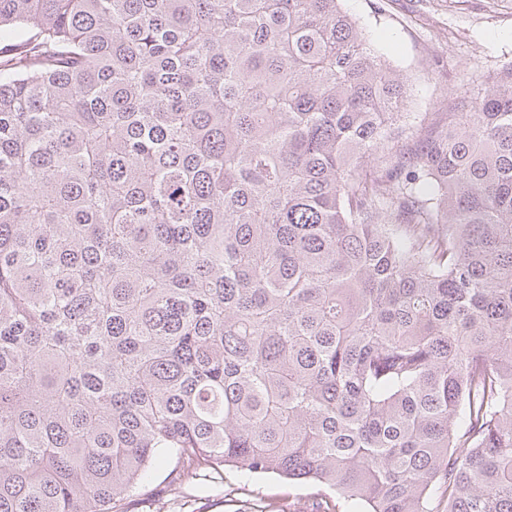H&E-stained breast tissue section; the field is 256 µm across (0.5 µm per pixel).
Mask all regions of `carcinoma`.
<instances>
[{"mask_svg":"<svg viewBox=\"0 0 512 512\" xmlns=\"http://www.w3.org/2000/svg\"><path fill=\"white\" fill-rule=\"evenodd\" d=\"M341 2L0 0V512H512V62L405 123ZM167 474H168V467L164 464H159L155 467L153 474H152V480L151 483L145 488L137 492V495L127 499L125 504V510L128 512H146V511H152L149 510L148 506L146 505L147 501H149L150 497H154L153 493H147L148 495H143L144 493L152 490L155 487L164 488L167 482ZM152 494V495H151ZM157 498V496H155ZM222 482L199 480L187 484L168 512H255L254 508L276 502L286 512H316L318 487L312 483L289 482L276 475L252 478L245 484L240 475L224 468ZM183 504V505H182Z\"/></svg>","mask_w":512,"mask_h":512,"instance_id":"obj_1","label":"carcinoma"}]
</instances>
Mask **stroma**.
Masks as SVG:
<instances>
[{
	"mask_svg": "<svg viewBox=\"0 0 512 512\" xmlns=\"http://www.w3.org/2000/svg\"><path fill=\"white\" fill-rule=\"evenodd\" d=\"M342 7L411 84L405 109L418 117L476 96L485 76L512 62V0H344ZM317 486L275 475L186 485L167 512H254L274 502L283 512H316Z\"/></svg>",
	"mask_w": 512,
	"mask_h": 512,
	"instance_id": "obj_1",
	"label": "stroma"
}]
</instances>
